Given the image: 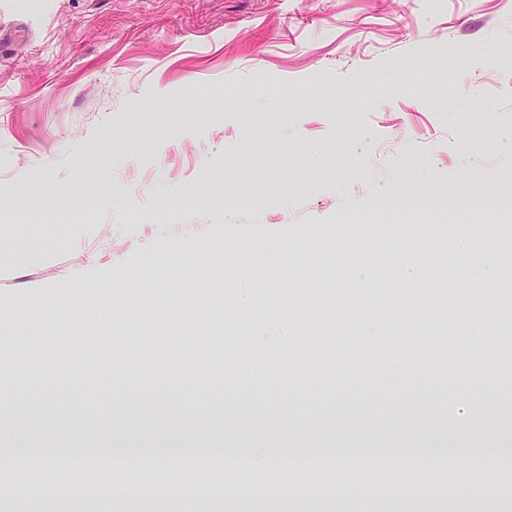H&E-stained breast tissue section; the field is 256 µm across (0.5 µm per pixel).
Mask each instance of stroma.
<instances>
[{
    "label": "stroma",
    "instance_id": "1",
    "mask_svg": "<svg viewBox=\"0 0 512 512\" xmlns=\"http://www.w3.org/2000/svg\"><path fill=\"white\" fill-rule=\"evenodd\" d=\"M0 438L93 437L152 449L209 441L296 448H432L387 483L328 489L188 486L147 495L127 479L27 478L36 512H512L495 481L512 449V310L471 311L468 269H512V0H0ZM266 113L264 125L245 114ZM252 263L359 266L353 294L259 280L225 285L212 309L208 269L241 245ZM433 277L453 296L421 283ZM253 363L242 396L224 389L201 337ZM457 329L454 361L415 355L416 330ZM362 324L324 358L293 323ZM180 347H145L147 324ZM47 324L74 363L32 354ZM394 329L408 356L373 326ZM112 338V364L84 353ZM483 340L482 360H461ZM485 449L471 488V451ZM447 467L453 482L434 478Z\"/></svg>",
    "mask_w": 512,
    "mask_h": 512
}]
</instances>
